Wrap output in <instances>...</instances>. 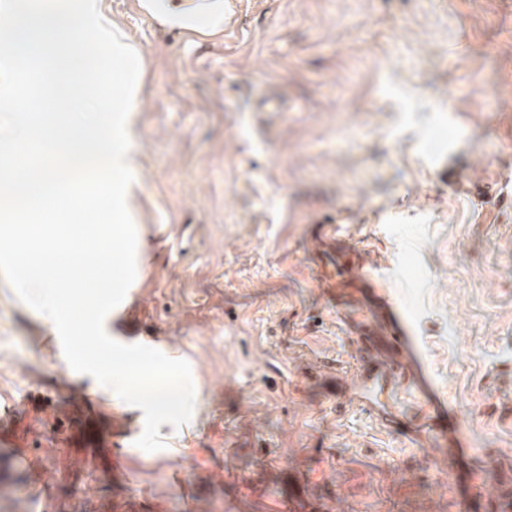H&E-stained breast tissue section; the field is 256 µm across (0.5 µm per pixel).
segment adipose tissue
<instances>
[{
	"label": "adipose tissue",
	"mask_w": 512,
	"mask_h": 512,
	"mask_svg": "<svg viewBox=\"0 0 512 512\" xmlns=\"http://www.w3.org/2000/svg\"><path fill=\"white\" fill-rule=\"evenodd\" d=\"M148 10L161 23L202 33L224 24V0H149Z\"/></svg>",
	"instance_id": "obj_1"
}]
</instances>
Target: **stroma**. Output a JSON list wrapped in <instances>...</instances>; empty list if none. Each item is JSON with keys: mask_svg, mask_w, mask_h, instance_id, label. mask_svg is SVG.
<instances>
[{"mask_svg": "<svg viewBox=\"0 0 512 512\" xmlns=\"http://www.w3.org/2000/svg\"><path fill=\"white\" fill-rule=\"evenodd\" d=\"M224 2L194 36L107 0L145 57L128 201L151 244L105 327L189 362L192 419L137 447L142 411L0 275V405L42 480L12 473L0 512H512V0ZM347 245L457 410L456 462L412 399L388 428L354 396ZM84 394L101 411L66 433L56 402Z\"/></svg>", "mask_w": 512, "mask_h": 512, "instance_id": "stroma-1", "label": "stroma"}]
</instances>
